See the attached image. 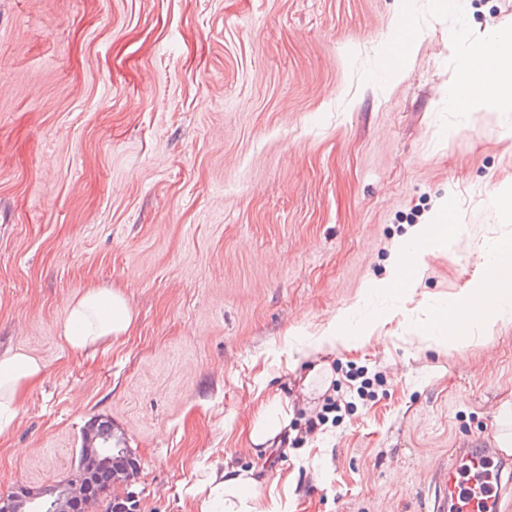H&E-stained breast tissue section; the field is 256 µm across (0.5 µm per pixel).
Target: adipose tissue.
<instances>
[{
  "label": "adipose tissue",
  "instance_id": "ef3b65f1",
  "mask_svg": "<svg viewBox=\"0 0 512 512\" xmlns=\"http://www.w3.org/2000/svg\"><path fill=\"white\" fill-rule=\"evenodd\" d=\"M490 41L491 48L469 52L457 66L449 100L462 112L488 108L512 110V33L493 35ZM447 221V211L441 210L429 223L411 228L409 235L395 248L404 263L396 267L386 282L387 287H413L427 256L447 250L451 240ZM511 270L512 239L506 238L487 251L484 281L451 302L455 317L440 316L434 319V326L459 340L476 324L492 327L512 323V279L507 276ZM498 276L503 279L501 287L489 290L487 279ZM475 296L483 303L482 309L476 312L469 308ZM133 323L134 314L119 291L91 288L69 302L61 336L73 353L81 354L124 336ZM43 368L38 357L24 351L0 355V436L11 432L23 395L41 378ZM292 418V407L279 395L260 399L248 426L251 443L266 448L287 445ZM208 484L207 498L202 501L200 512H210L215 505L220 506L221 512H288L276 498L264 497L253 471L215 469L210 473Z\"/></svg>",
  "mask_w": 512,
  "mask_h": 512
}]
</instances>
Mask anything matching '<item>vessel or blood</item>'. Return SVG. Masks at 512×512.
Wrapping results in <instances>:
<instances>
[{
    "label": "vessel or blood",
    "instance_id": "1",
    "mask_svg": "<svg viewBox=\"0 0 512 512\" xmlns=\"http://www.w3.org/2000/svg\"><path fill=\"white\" fill-rule=\"evenodd\" d=\"M496 438L491 432L476 447L455 449L438 474L432 512H503L512 492V454L494 447Z\"/></svg>",
    "mask_w": 512,
    "mask_h": 512
}]
</instances>
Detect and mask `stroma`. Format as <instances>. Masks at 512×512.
Masks as SVG:
<instances>
[{"label":"stroma","mask_w":512,"mask_h":512,"mask_svg":"<svg viewBox=\"0 0 512 512\" xmlns=\"http://www.w3.org/2000/svg\"><path fill=\"white\" fill-rule=\"evenodd\" d=\"M404 11L423 38L393 76ZM501 30L512 0H0V354L44 364L0 494L70 479L102 419L140 465L109 494L139 512H199L226 465L289 512H426L452 450L512 406V324L452 344L431 322L512 233V112L448 103L459 56ZM444 207L447 251L383 288ZM90 288L136 319L80 356L59 327ZM342 313L346 343L316 352ZM277 391L295 435L252 445Z\"/></svg>","instance_id":"35a3bbf8"}]
</instances>
